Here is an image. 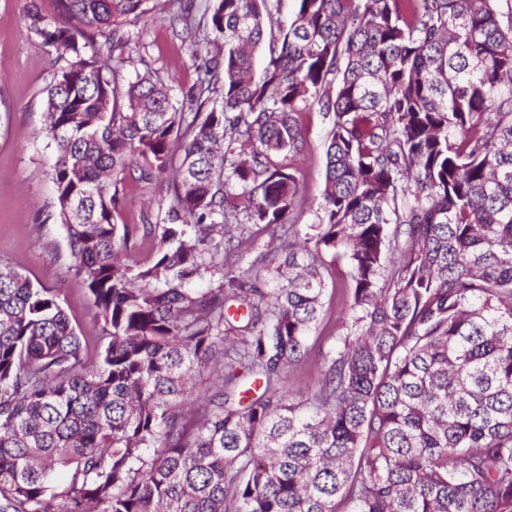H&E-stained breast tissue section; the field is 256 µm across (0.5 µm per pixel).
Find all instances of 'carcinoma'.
<instances>
[{
  "instance_id": "obj_1",
  "label": "carcinoma",
  "mask_w": 512,
  "mask_h": 512,
  "mask_svg": "<svg viewBox=\"0 0 512 512\" xmlns=\"http://www.w3.org/2000/svg\"><path fill=\"white\" fill-rule=\"evenodd\" d=\"M156 2L27 10L101 333L0 269V512H512V0H297L277 36L278 0H167L201 59L192 112L152 70L118 88L123 26ZM313 107L332 127L299 226ZM169 171L163 223L113 222ZM272 225L281 262L243 280L240 234ZM325 254L351 268L346 334L297 400ZM206 273L218 286L193 287ZM246 376L260 394L231 400Z\"/></svg>"
}]
</instances>
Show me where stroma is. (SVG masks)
I'll list each match as a JSON object with an SVG mask.
<instances>
[{
  "mask_svg": "<svg viewBox=\"0 0 512 512\" xmlns=\"http://www.w3.org/2000/svg\"><path fill=\"white\" fill-rule=\"evenodd\" d=\"M27 3L0 0V263L9 264L34 284L56 290L73 324L91 338L99 335L100 327L89 308L85 283L69 269L65 233L53 217L55 156L41 134L53 60L27 33ZM129 31L123 54L130 63L120 86L150 67L180 90L176 106L187 107L183 92L196 80L198 65L190 37L172 32L156 15L146 16ZM300 122L306 150L294 161L304 195L298 221L312 224L321 201L330 125L315 108L301 113ZM171 196V189L161 181L130 185L114 221L156 223L159 207L167 205ZM324 276L323 318L310 334L304 365L286 383L296 398L314 390L333 338L345 331L350 282L346 261L327 260Z\"/></svg>",
  "mask_w": 512,
  "mask_h": 512,
  "instance_id": "35a3bbf8",
  "label": "stroma"
}]
</instances>
